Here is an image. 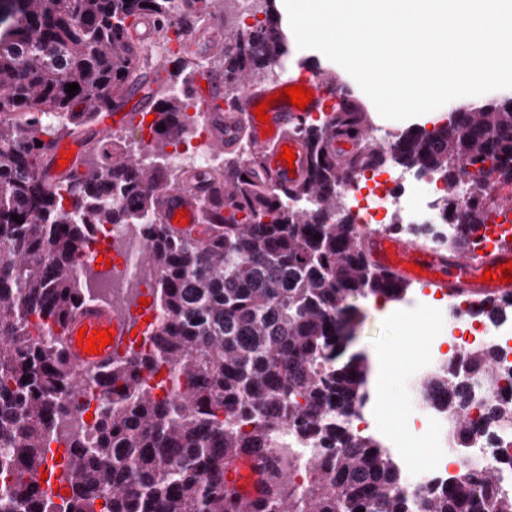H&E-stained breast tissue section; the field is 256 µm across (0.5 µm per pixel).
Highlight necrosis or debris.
<instances>
[{"mask_svg": "<svg viewBox=\"0 0 512 512\" xmlns=\"http://www.w3.org/2000/svg\"><path fill=\"white\" fill-rule=\"evenodd\" d=\"M192 131L189 138L173 147L169 166L210 165L209 131L198 111L188 114ZM445 189L440 174L415 173L397 163L383 167H370L357 171L350 182L339 186L346 201V213L352 223L361 228L382 232L396 229L408 236L422 237L430 247L442 249L448 245V229L457 223L456 211L442 212L437 202ZM141 234L134 224H97L87 239L90 252L111 254L116 267L112 275L99 278L91 292L93 298H108L128 292L146 293L155 289L154 272L136 269L126 272L125 267L137 257L141 248ZM437 324L453 321V335L435 336L429 349L407 366V383L431 371L449 370L455 352L470 347H490L497 353V365L512 370V326L504 323L489 324L480 313L478 303L466 299H442L432 308ZM106 403L105 388L98 383L89 384L78 407L58 423L57 432L88 434V414L99 413ZM408 422L411 431L425 437L431 448L427 465H413L408 457L398 460L404 492L420 498L435 485L479 474L495 467L499 470L500 486L512 493V427L493 429L492 440L473 442L471 447L457 444L448 423L445 406L425 403L410 404Z\"/></svg>", "mask_w": 512, "mask_h": 512, "instance_id": "4bbe7bcc", "label": "necrosis or debris"}]
</instances>
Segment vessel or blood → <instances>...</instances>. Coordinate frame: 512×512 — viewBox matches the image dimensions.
Here are the masks:
<instances>
[{"mask_svg":"<svg viewBox=\"0 0 512 512\" xmlns=\"http://www.w3.org/2000/svg\"><path fill=\"white\" fill-rule=\"evenodd\" d=\"M157 31L155 20L147 15L140 16L129 32L130 39L140 45H149ZM159 71L151 69L143 74L137 90H125L120 100L133 112H151L156 106L154 92L157 88ZM300 85L309 88L313 94L306 108L294 107L278 99L279 85L261 90L244 86L239 105L235 111L223 112L205 110L204 117L212 130L216 144L225 151H234L240 139H248L254 150L260 151L261 159L257 168L259 175L283 189H290L305 182L310 174L311 159L304 142L291 136V129L304 123L309 115L324 111L330 86L321 78L307 76L300 78ZM276 102L269 107V124L256 119L255 108L268 97ZM269 127V135H262V127ZM291 147L296 159L293 166H285L279 159L283 147ZM82 141L72 139L51 145L45 151L46 166L44 179H52L58 172L62 152L81 153ZM213 189L206 180L196 179L184 186L169 190L161 207V220L170 224L177 211H186L188 230L201 234L204 229L200 203L212 196ZM364 249L370 262L397 279L407 283H425L448 292L449 295L471 294L495 298H512V283L497 281L482 283L485 270L496 269L498 265L512 263V245L503 244L476 255L469 251L460 253L441 249H430L408 243L386 233L369 232L364 236ZM95 331L109 330L113 333L111 345L103 347L101 353L93 355L79 347L77 335L80 329ZM62 339L72 364L79 369L100 367L109 363L118 352L127 351V341L122 328L115 319L111 303H88L70 316L62 328Z\"/></svg>","mask_w":512,"mask_h":512,"instance_id":"obj_1","label":"vessel or blood"}]
</instances>
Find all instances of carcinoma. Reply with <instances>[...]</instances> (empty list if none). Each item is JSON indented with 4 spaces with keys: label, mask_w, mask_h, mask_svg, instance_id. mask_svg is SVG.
<instances>
[{
    "label": "carcinoma",
    "mask_w": 512,
    "mask_h": 512,
    "mask_svg": "<svg viewBox=\"0 0 512 512\" xmlns=\"http://www.w3.org/2000/svg\"><path fill=\"white\" fill-rule=\"evenodd\" d=\"M261 2L265 18L248 37L224 29V103L232 108L243 84H262L286 51L271 0ZM175 8V0H0V476L10 479L0 512H96L98 500L107 512H415L393 459L373 437L351 435L342 424L367 397V358L348 352L349 299L397 301L409 286L367 260L337 185L369 165L436 171L446 182V212L461 180L475 177L481 187L488 161L512 181V100L452 112L393 144L361 137L369 113L343 107L298 132L311 172L291 190L259 177L254 154L222 158L205 171L224 194L203 204L207 235L198 239L160 217V199L176 184L166 147L189 136L186 112L196 104L187 75L181 92L170 88L158 99L155 163L101 158L47 187L44 147L96 122L115 93L139 82L127 19L165 23ZM72 83L79 85L73 97L66 92ZM333 135L354 141L349 163L328 151ZM287 198L310 206L287 207ZM486 213L468 206L463 224H483ZM137 216L142 257L156 271L155 297L165 310L152 328L154 351L81 374L54 331L88 301L89 283L69 275L66 261L83 252L87 227ZM461 225L450 250L468 248ZM485 303L493 322L512 308ZM495 362L491 348L465 349L453 374L419 381L421 396L446 395L464 447L480 434L469 419L465 378L479 377L494 392ZM163 363L181 378L171 399L155 397L141 378ZM100 380L110 402L95 419L92 447L78 435L65 442L59 466L67 495L56 494V505L28 476L46 465L53 418L68 415L89 382ZM485 420L511 422L512 405L490 397ZM285 426L320 448L301 483L285 477L274 450ZM249 450L262 488L252 505L229 477ZM421 512H512V495L500 493L490 470L429 491Z\"/></svg>",
    "instance_id": "cac0c4a2"
}]
</instances>
